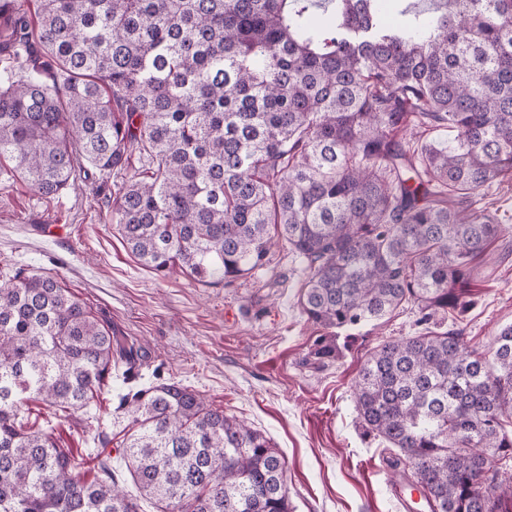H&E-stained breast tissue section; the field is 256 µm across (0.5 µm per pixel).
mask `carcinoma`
I'll list each match as a JSON object with an SVG mask.
<instances>
[{"instance_id":"cac0c4a2","label":"carcinoma","mask_w":512,"mask_h":512,"mask_svg":"<svg viewBox=\"0 0 512 512\" xmlns=\"http://www.w3.org/2000/svg\"><path fill=\"white\" fill-rule=\"evenodd\" d=\"M0 0V157L44 196L81 162L118 173L113 222L157 274L234 280L283 244L307 263L299 305L324 329L418 309L423 332L386 340L354 382L364 434L431 512L512 502V324L480 351L462 331L471 263L512 226L476 207L512 178V0H442L391 24V0ZM446 129V144L406 137ZM334 336L310 357L336 359ZM51 275L0 288V512H291L285 459L262 433L175 380L130 390L119 449L134 491L88 482L52 430L22 422L39 399L87 411L131 364Z\"/></svg>"}]
</instances>
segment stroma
<instances>
[{"label": "stroma", "instance_id": "stroma-1", "mask_svg": "<svg viewBox=\"0 0 512 512\" xmlns=\"http://www.w3.org/2000/svg\"><path fill=\"white\" fill-rule=\"evenodd\" d=\"M125 180L88 164L76 187L46 198L0 173V286L20 271L58 276L133 343L138 371L131 382L110 377L86 414L57 416L29 400L26 427L52 428L57 444L81 459V478L94 480L108 465L130 486L116 453L129 423L119 396L172 378L271 440L286 461L292 512H400L391 453L358 427L353 384L369 349L417 332L416 311L406 306L356 328L355 340L339 339L336 361L315 364L310 346L323 330L301 312L298 258L277 250L267 267L228 284H200L177 269L158 275L112 222ZM470 295L457 326L483 350L512 324V258L485 259Z\"/></svg>", "mask_w": 512, "mask_h": 512}]
</instances>
